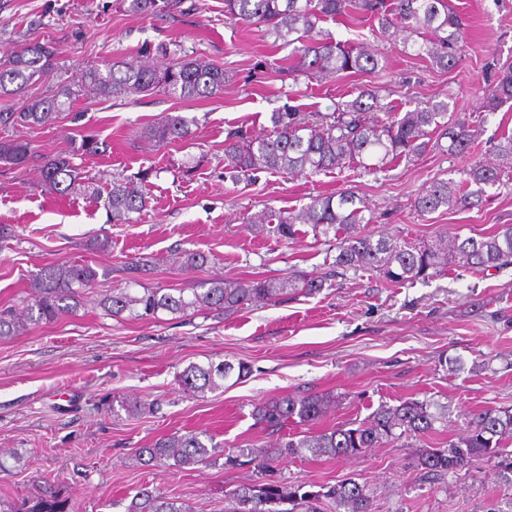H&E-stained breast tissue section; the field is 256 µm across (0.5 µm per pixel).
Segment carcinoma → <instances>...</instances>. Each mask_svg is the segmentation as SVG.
<instances>
[{"mask_svg":"<svg viewBox=\"0 0 512 512\" xmlns=\"http://www.w3.org/2000/svg\"><path fill=\"white\" fill-rule=\"evenodd\" d=\"M127 11L136 14H168L177 0H123ZM356 12L378 24L387 37L404 35L403 44L418 57L448 70L460 59L462 18L448 0H224V16L235 23L260 24L275 38L294 46L295 59L289 72L311 79L331 78L341 73L375 72L381 56L362 46L346 45L318 28L329 19L337 21ZM55 52L48 43L29 42L0 53V93L20 95L31 84L46 80L54 70ZM229 76L224 69L201 56L185 54L166 64L114 58L81 70L80 81L59 85L49 96L27 99L17 111L0 112V127L45 126L70 109L79 96L135 98L163 93L181 98H208L224 91ZM512 101V63L498 67L495 85L483 97L481 109L495 112ZM448 103L427 101L401 112L381 102L379 91L365 88L351 100L336 101L330 112H299L288 108L270 117L271 130L256 138L231 132L224 140V173L235 181L258 173L300 174L340 172L354 163L368 170H380L387 163L418 157L429 147L438 148L448 140L446 152L460 155L474 142L472 126L465 120L448 117ZM383 112L380 119L375 113ZM190 121L180 115H166L145 129V136L158 145H169L190 136ZM104 152V145L92 136L81 139L72 150L55 155L40 152L21 139H0V163L19 168L41 164V184L48 192L85 193L81 169L74 159ZM497 167L476 163L461 173L460 180L438 179L414 198L421 213L441 208L465 209L483 203L486 188L500 183ZM112 221L126 224L142 211L146 197L132 181L112 179L109 190ZM368 203L352 192L324 193L310 198L300 210L265 209L246 218L249 224H271L273 232L290 242L298 239L300 224L315 233L336 239L337 255L333 274L367 268L390 283L425 280L457 260L473 267L501 269L512 265V224L476 237H441L432 244H410L394 236L374 238L361 224L369 223ZM98 272L84 264H48L31 284L33 302L20 313L0 311V338L15 336L27 324L51 322L76 312L81 290L96 282ZM323 275L291 274L274 278L216 279L207 288L137 289L139 281L130 277L102 295L97 304L108 315H128L135 320L171 315L214 312L233 313L253 301L275 302L290 294L317 293L324 287ZM244 364L211 362L188 365L179 376V385L189 392L216 391L224 380ZM330 397L303 394L278 397L255 407L256 419L278 431L290 421L316 423L329 406ZM448 424V404L432 398L405 399L397 405L381 404L366 423L356 427H336L305 431L294 439L284 437L274 448H237L224 452L212 438L188 431L161 437L138 449L137 460L151 466H194L224 457V467L244 463L259 472L273 470L288 457L329 456L346 459L360 456L402 437L422 439ZM512 440V408L489 407L469 420L467 429L442 448H423L416 466L437 478L455 473L471 459H498L501 477L512 489V453L504 450ZM306 484H291L263 478L241 485L225 495L224 512H320L319 503L328 499L335 512H371V496L366 485L347 479L322 485L317 491ZM22 512H67L65 500L51 483ZM127 512H191L180 500L156 490L143 488L132 498Z\"/></svg>","mask_w":512,"mask_h":512,"instance_id":"cac0c4a2","label":"carcinoma"}]
</instances>
